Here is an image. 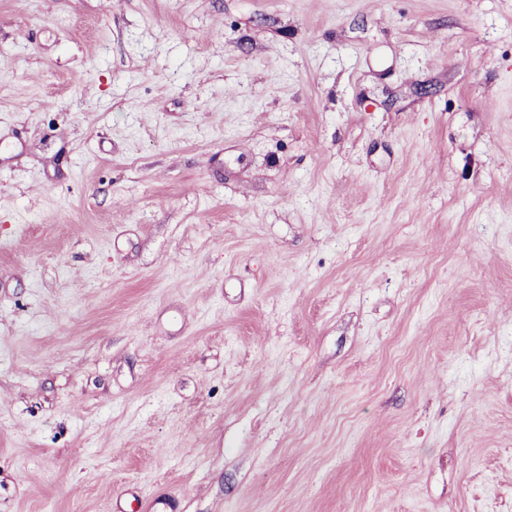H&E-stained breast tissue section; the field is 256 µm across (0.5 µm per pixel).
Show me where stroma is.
<instances>
[{"mask_svg": "<svg viewBox=\"0 0 512 512\" xmlns=\"http://www.w3.org/2000/svg\"><path fill=\"white\" fill-rule=\"evenodd\" d=\"M512 512V0H0V512Z\"/></svg>", "mask_w": 512, "mask_h": 512, "instance_id": "stroma-1", "label": "stroma"}]
</instances>
